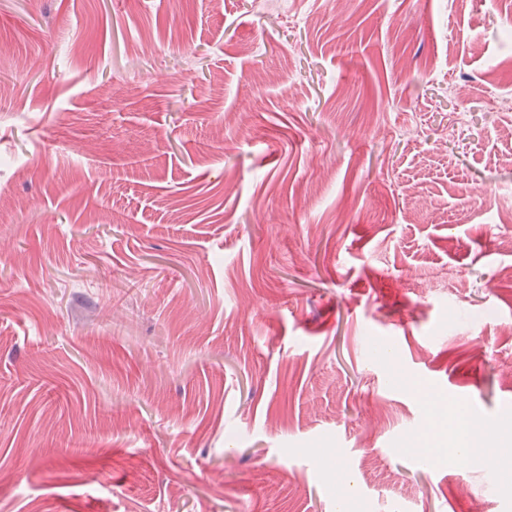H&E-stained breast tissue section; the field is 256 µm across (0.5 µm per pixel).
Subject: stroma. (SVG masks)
<instances>
[{
    "label": "stroma",
    "instance_id": "1",
    "mask_svg": "<svg viewBox=\"0 0 512 512\" xmlns=\"http://www.w3.org/2000/svg\"><path fill=\"white\" fill-rule=\"evenodd\" d=\"M256 2L0 0V512H512V0ZM487 428L474 419L465 424L453 448V460L459 464L466 460V466L478 463L481 467L512 475V422L496 427L493 446L488 442ZM493 448H498L493 449ZM510 467V468H509Z\"/></svg>",
    "mask_w": 512,
    "mask_h": 512
}]
</instances>
